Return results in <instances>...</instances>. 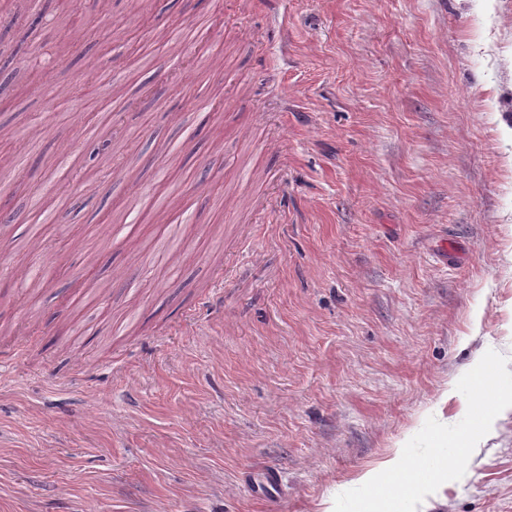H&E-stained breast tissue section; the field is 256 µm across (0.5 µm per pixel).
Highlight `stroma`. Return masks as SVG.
<instances>
[{"label": "stroma", "instance_id": "obj_1", "mask_svg": "<svg viewBox=\"0 0 512 512\" xmlns=\"http://www.w3.org/2000/svg\"><path fill=\"white\" fill-rule=\"evenodd\" d=\"M77 15L0 0V183L60 213L32 238L18 195L0 223V512H327L427 417H464L487 350L512 372V0ZM116 97L121 123L88 134ZM163 169L205 176L173 188L189 223L139 221ZM266 466L276 493L245 488ZM417 512H512V408Z\"/></svg>", "mask_w": 512, "mask_h": 512}]
</instances>
